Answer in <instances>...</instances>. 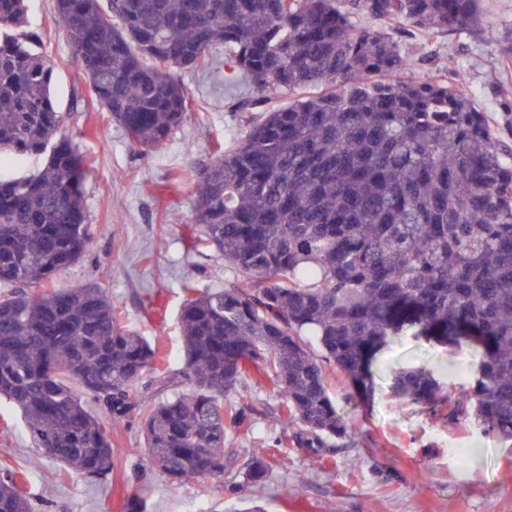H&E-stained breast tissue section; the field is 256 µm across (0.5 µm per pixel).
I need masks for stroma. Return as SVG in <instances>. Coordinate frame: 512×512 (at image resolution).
I'll use <instances>...</instances> for the list:
<instances>
[{
    "label": "stroma",
    "mask_w": 512,
    "mask_h": 512,
    "mask_svg": "<svg viewBox=\"0 0 512 512\" xmlns=\"http://www.w3.org/2000/svg\"><path fill=\"white\" fill-rule=\"evenodd\" d=\"M27 5L28 22L42 35L54 65L52 93L68 115L63 131L90 162L85 203L95 246L61 271L54 285L104 283L121 303L127 323L148 338L172 370H180L182 280L192 276L220 288L235 278L210 252L192 250L193 189L183 176L210 159L214 142L227 150L235 147L246 126L262 119L266 106L232 110L243 89L224 90L185 69L178 76L192 97L188 121L164 145L134 148L88 96L54 0H28ZM480 7L483 27L462 34L435 35L367 15L356 16L355 24L400 31L403 49L414 62L411 77L441 72L459 79L493 133L512 143V58L500 52L503 38H512V0H481ZM430 51L433 61L422 62ZM477 358L471 347L398 338L380 361L372 402L359 408L348 402L344 377L331 373L330 395L355 443L335 448L331 465L320 474L305 449L278 442L279 401L270 383L255 374L245 391L260 413L248 441H231L221 474L190 476L172 485L139 454L143 435L134 423L112 429L116 464L111 476L97 480L76 473L35 448L19 414L3 401L0 465L27 472L25 490L36 512H123L124 498L133 492L146 498L150 512H241L254 500L267 512H512V440L445 424L426 407L396 399L388 390V372L398 367L432 370L450 385L469 383ZM255 446L267 447L274 459L259 485L245 479Z\"/></svg>",
    "instance_id": "1"
}]
</instances>
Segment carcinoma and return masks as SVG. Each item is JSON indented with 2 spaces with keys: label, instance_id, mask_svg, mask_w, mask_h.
<instances>
[{
  "label": "carcinoma",
  "instance_id": "1",
  "mask_svg": "<svg viewBox=\"0 0 512 512\" xmlns=\"http://www.w3.org/2000/svg\"><path fill=\"white\" fill-rule=\"evenodd\" d=\"M480 0H56L89 92L128 139L158 147L184 124L191 69L271 108L237 146L192 168L193 247L237 272L222 288L181 283L184 365L175 373L120 303L89 282L53 288L94 244L84 204L88 158L59 134L53 66L25 28L27 0H0V400L35 447L90 477L115 466L114 425L143 424L151 464L177 484L224 471L250 436L240 400L251 370L282 401L283 438L325 461L350 437L328 391L341 373L360 404L396 336L470 344L478 374L449 390L400 368L392 393L448 423L512 439V147L493 139L466 89L443 74L404 80L412 61L353 16L403 19L436 34L481 25ZM313 337L319 352L311 349ZM270 466L252 455L248 482ZM0 512H33L0 468Z\"/></svg>",
  "mask_w": 512,
  "mask_h": 512
}]
</instances>
